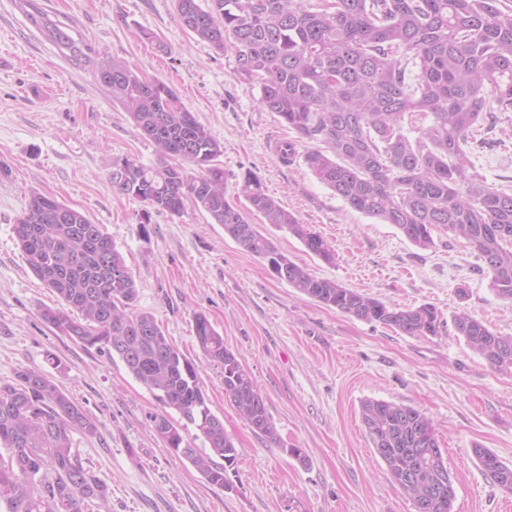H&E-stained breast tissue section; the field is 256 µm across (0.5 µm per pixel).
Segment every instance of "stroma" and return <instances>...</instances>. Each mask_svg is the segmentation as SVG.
I'll use <instances>...</instances> for the list:
<instances>
[{"mask_svg":"<svg viewBox=\"0 0 512 512\" xmlns=\"http://www.w3.org/2000/svg\"><path fill=\"white\" fill-rule=\"evenodd\" d=\"M36 3L68 24L93 58L126 61L176 91L223 147L230 200L252 172L336 251L325 262L286 229L253 216L283 254L385 304L433 305L444 322L438 335L407 336L312 301L191 207L179 217L154 211L141 223L143 203L114 191L109 177L117 156L156 164L154 146L92 65H72L16 0H0V162L10 169L0 177V380L21 367L51 370L96 420L97 436L74 434L73 448L109 488L99 512H414L371 448L360 418L367 399L411 405L432 418L455 481L454 512L512 505L472 452L479 445L512 463V374L490 367L451 325L465 311L512 336V302L490 288L477 252L437 230L432 248H418L393 225L348 208L302 158L282 162L275 144L293 133L259 105L257 87L235 76L231 53H216L180 24L173 0ZM149 32L166 51L146 40ZM472 139L477 172L512 193V112L475 127ZM34 190L101 225L134 274L138 309L197 363L208 405L237 451L224 489L167 452L148 426L158 402L120 360L41 320L40 309L56 306L57 297L32 272L13 232ZM199 313L265 395L277 441L254 431L225 397L221 369L204 358L195 337ZM50 353L60 360L57 369L49 367ZM292 448L304 449L307 462L289 456Z\"/></svg>","mask_w":512,"mask_h":512,"instance_id":"obj_1","label":"stroma"}]
</instances>
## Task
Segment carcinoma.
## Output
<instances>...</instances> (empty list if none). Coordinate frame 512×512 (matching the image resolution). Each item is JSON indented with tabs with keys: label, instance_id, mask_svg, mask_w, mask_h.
<instances>
[{
	"label": "carcinoma",
	"instance_id": "obj_1",
	"mask_svg": "<svg viewBox=\"0 0 512 512\" xmlns=\"http://www.w3.org/2000/svg\"><path fill=\"white\" fill-rule=\"evenodd\" d=\"M32 23L75 65L112 71L101 85L128 113L158 161L112 160V189L149 210L181 216L187 205L270 272L310 299L409 336H435L431 304L388 306L365 293L311 275L280 252L249 213L285 227L327 263L331 245L302 224L252 172L243 176L242 208L225 197L221 144L158 79L119 59L94 60L69 27L33 3ZM182 26L215 52L234 53V74L254 83L259 104L309 144L303 162L354 211L392 224L412 244L434 246L433 230L463 240L486 265L489 287L512 300V194L486 185L465 149L486 113L512 111V0H175ZM496 108H490V103ZM429 119L411 138L405 118ZM13 231L34 274L59 306L41 319L86 348L115 355L148 388L161 411L148 415L165 449L188 461L212 487H225L224 464L236 448L211 412L198 366L173 345L153 315L135 308L133 272L112 239L82 212L32 191ZM453 327L498 371H512V336L462 311ZM204 357L221 366L224 394L247 424L271 440L276 428L265 396L209 319L194 317ZM361 421L374 454L413 502L414 512H453L454 480L431 418L420 409L367 399ZM195 428L211 453L189 437ZM96 435L93 418L49 374L20 368L0 381V508L4 512H92L108 488L72 450V435ZM472 452L499 487L512 489V464L487 448ZM220 461H215V458Z\"/></svg>",
	"mask_w": 512,
	"mask_h": 512
}]
</instances>
